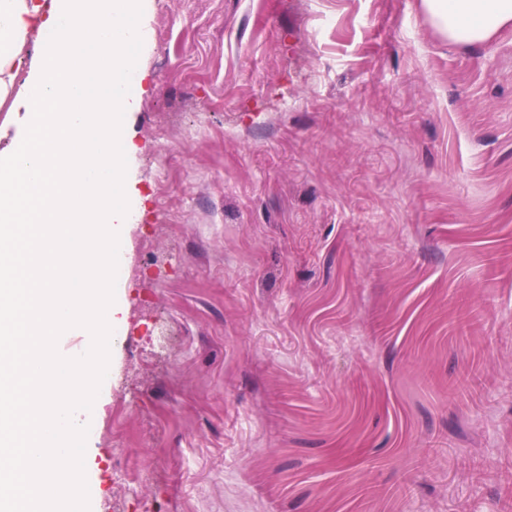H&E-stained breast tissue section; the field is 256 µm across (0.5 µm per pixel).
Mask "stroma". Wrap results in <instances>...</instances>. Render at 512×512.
Returning <instances> with one entry per match:
<instances>
[{
	"label": "stroma",
	"instance_id": "stroma-1",
	"mask_svg": "<svg viewBox=\"0 0 512 512\" xmlns=\"http://www.w3.org/2000/svg\"><path fill=\"white\" fill-rule=\"evenodd\" d=\"M85 512H512V28L149 0Z\"/></svg>",
	"mask_w": 512,
	"mask_h": 512
}]
</instances>
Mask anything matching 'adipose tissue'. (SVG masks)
<instances>
[{"label": "adipose tissue", "instance_id": "obj_1", "mask_svg": "<svg viewBox=\"0 0 512 512\" xmlns=\"http://www.w3.org/2000/svg\"><path fill=\"white\" fill-rule=\"evenodd\" d=\"M147 0H0V100L22 121L0 150V504L65 512L68 451L125 308L109 270L134 211L124 117L140 107ZM453 44L512 26V0H421ZM72 332L84 352L56 345Z\"/></svg>", "mask_w": 512, "mask_h": 512}]
</instances>
